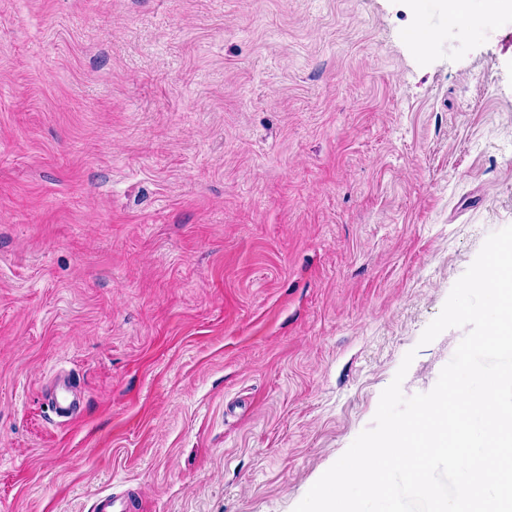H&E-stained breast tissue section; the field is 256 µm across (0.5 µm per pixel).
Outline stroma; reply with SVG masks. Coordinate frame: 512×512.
Returning <instances> with one entry per match:
<instances>
[{
	"label": "stroma",
	"instance_id": "1",
	"mask_svg": "<svg viewBox=\"0 0 512 512\" xmlns=\"http://www.w3.org/2000/svg\"><path fill=\"white\" fill-rule=\"evenodd\" d=\"M427 8L0 0V512H293L407 353L435 386L512 225V20Z\"/></svg>",
	"mask_w": 512,
	"mask_h": 512
}]
</instances>
